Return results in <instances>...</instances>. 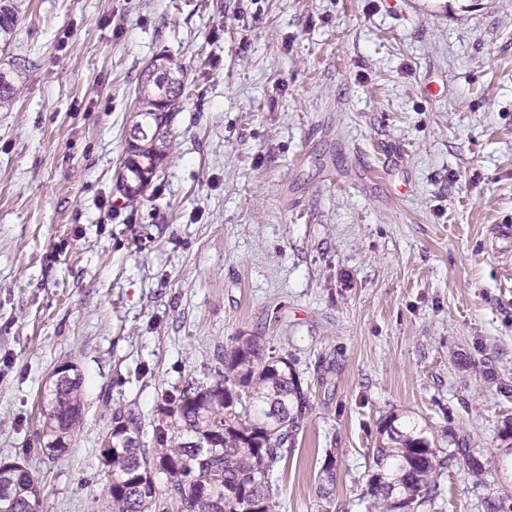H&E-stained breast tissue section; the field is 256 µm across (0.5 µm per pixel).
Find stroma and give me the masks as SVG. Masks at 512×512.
I'll return each instance as SVG.
<instances>
[{
	"instance_id": "35a3bbf8",
	"label": "stroma",
	"mask_w": 512,
	"mask_h": 512,
	"mask_svg": "<svg viewBox=\"0 0 512 512\" xmlns=\"http://www.w3.org/2000/svg\"><path fill=\"white\" fill-rule=\"evenodd\" d=\"M0 65V461L40 512H106L100 440L241 336L293 360L310 410L276 512H369L380 425L464 443L434 512H485L512 440V0H21ZM190 93L172 155L124 203L135 90L156 57ZM83 416L48 453L49 375ZM20 67L2 70L0 68V110H8L21 93L24 82Z\"/></svg>"
}]
</instances>
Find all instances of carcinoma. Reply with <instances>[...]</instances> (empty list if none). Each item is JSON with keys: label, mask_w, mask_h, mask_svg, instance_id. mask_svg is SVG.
Wrapping results in <instances>:
<instances>
[{"label": "carcinoma", "mask_w": 512, "mask_h": 512, "mask_svg": "<svg viewBox=\"0 0 512 512\" xmlns=\"http://www.w3.org/2000/svg\"><path fill=\"white\" fill-rule=\"evenodd\" d=\"M19 20L13 0H0V44L12 41ZM23 71L0 69V110L21 93ZM186 97L184 69L168 58L154 60L135 91L136 118L149 122L154 136L127 143L120 190L125 203L140 202L167 158V127ZM82 378L50 388L41 406L42 433L67 449L82 415ZM309 398L287 355L265 353L261 336H245L224 353V370L204 380L172 386L159 405L154 448L140 442L141 422L130 408L117 406L112 428L101 438L102 462L109 467L106 486L112 512H275L270 473L309 413ZM375 448L377 472L367 494L377 512H418L438 497L444 461L426 430L393 416L384 422ZM207 440L212 448H200ZM471 473L483 471L463 445L448 455ZM509 497L497 491L485 500L487 512H505ZM41 486L24 466L13 473L9 492L0 495V512H39Z\"/></svg>", "instance_id": "1"}]
</instances>
